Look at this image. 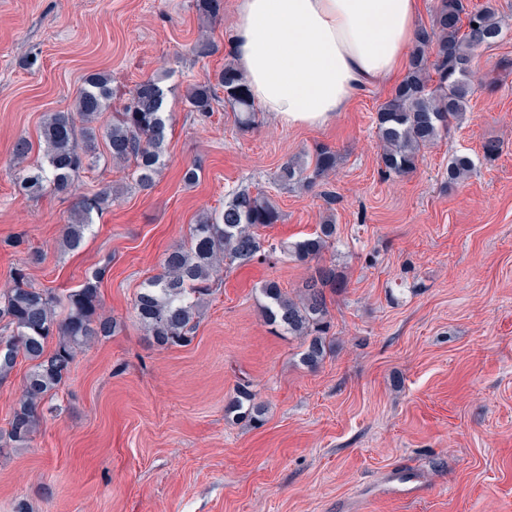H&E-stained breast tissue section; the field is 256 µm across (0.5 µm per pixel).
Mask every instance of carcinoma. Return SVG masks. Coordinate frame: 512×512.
I'll return each instance as SVG.
<instances>
[{"mask_svg":"<svg viewBox=\"0 0 512 512\" xmlns=\"http://www.w3.org/2000/svg\"><path fill=\"white\" fill-rule=\"evenodd\" d=\"M504 36L492 0L473 10L467 9L464 0H437L430 26L417 32L404 79L377 112L376 128L382 147L379 160L384 172L402 175L414 171L421 153L458 126L473 93L476 52L496 45ZM216 81L224 88V101L237 109L240 127H249L254 108L243 75L226 66ZM112 96L111 76L91 73L76 92L75 112H56L45 118L43 163L24 169L21 178L27 195L39 196L47 184L58 193L68 192L74 177L99 161L100 137L112 162L132 166L135 187L148 190L154 185L170 120V113L163 108L161 80L147 77L135 83L126 93L122 108L101 130L94 123L108 109ZM215 102L216 94L208 79L185 96L189 111L202 120L212 116ZM336 166V151L321 145L308 161L283 164L275 180L290 190L297 186L311 188ZM473 170L474 162L468 154H454L448 160V182L457 183ZM111 200L108 186L80 200L65 225L63 244L78 248L92 225V214ZM279 220L280 212L263 191L253 193L244 188L233 192L221 211L204 214L191 225L187 243L166 250L162 274L148 280L134 299L135 316L151 343L161 348L190 345L208 296L213 293L220 265L262 263L279 252L309 265L310 273L293 296L272 280L260 288L265 319L303 340L302 364L319 365L327 354L330 328L327 291L343 287L335 266L323 262L324 251L336 238V225L321 224L311 236L292 243L266 242L259 229ZM40 261L41 254H30V263ZM28 264L24 262L13 270L12 288L0 295V323L8 332L0 336V380L11 373L18 358L31 363L24 395L13 409L7 429L0 433V453L29 444L42 419V401L68 376L77 350L100 336L111 335L115 329L113 319L102 312L99 283L105 269L97 270L66 295V315L60 320L56 315L60 299L30 282ZM54 337L57 342L50 349L48 342ZM227 412L254 424L261 423L265 415L264 407L254 402L245 383L237 386Z\"/></svg>","mask_w":512,"mask_h":512,"instance_id":"obj_1","label":"carcinoma"}]
</instances>
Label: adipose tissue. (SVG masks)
<instances>
[{
  "label": "adipose tissue",
  "instance_id": "adipose-tissue-1",
  "mask_svg": "<svg viewBox=\"0 0 512 512\" xmlns=\"http://www.w3.org/2000/svg\"><path fill=\"white\" fill-rule=\"evenodd\" d=\"M417 10L418 0H238L233 47L252 101L288 127L333 121L403 67Z\"/></svg>",
  "mask_w": 512,
  "mask_h": 512
}]
</instances>
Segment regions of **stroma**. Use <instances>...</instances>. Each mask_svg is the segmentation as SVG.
Instances as JSON below:
<instances>
[{"label": "stroma", "instance_id": "obj_1", "mask_svg": "<svg viewBox=\"0 0 512 512\" xmlns=\"http://www.w3.org/2000/svg\"><path fill=\"white\" fill-rule=\"evenodd\" d=\"M495 5L507 36L479 51L484 84L462 123L415 171L387 176L376 116L393 79L318 127L261 111L244 131L224 102L205 121L189 111L187 87L235 61L237 0L214 18L193 0H0V293L31 249L43 254L32 282L61 297L103 266L116 324L78 350L28 446L0 456V512L21 502L28 512H512V0ZM92 72L119 89L160 77L173 127L155 187L132 188L129 169L104 159L69 193L23 194L14 141L26 137L41 158L44 119L74 111ZM489 140L501 144L492 159ZM319 144L335 149V172L310 189L274 183ZM458 151L475 169L452 186ZM103 186L117 200L80 248L64 247L76 203ZM243 188L264 190L280 212L261 231L270 242L336 225L324 259L343 288L317 368L262 313L264 282L293 294L308 274L282 256L222 270L189 346L151 345L135 317L164 252ZM244 380L266 407L263 425L225 414Z\"/></svg>", "mask_w": 512, "mask_h": 512}]
</instances>
